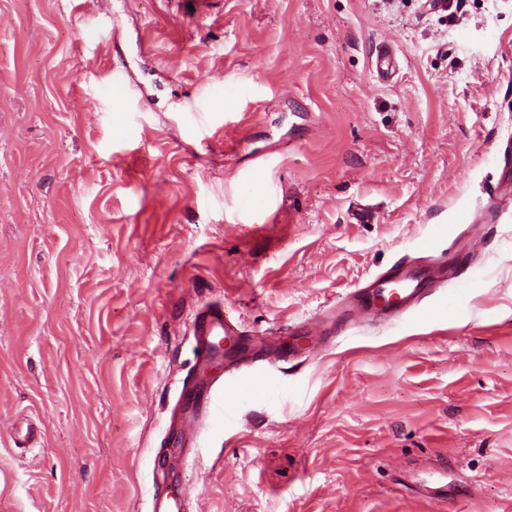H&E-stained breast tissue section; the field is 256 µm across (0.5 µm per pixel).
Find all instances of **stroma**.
I'll list each match as a JSON object with an SVG mask.
<instances>
[{
	"label": "stroma",
	"instance_id": "35a3bbf8",
	"mask_svg": "<svg viewBox=\"0 0 512 512\" xmlns=\"http://www.w3.org/2000/svg\"><path fill=\"white\" fill-rule=\"evenodd\" d=\"M510 146L512 0H0V512H512ZM427 293L414 275L396 272L384 287L360 289L359 297L369 306L385 302L389 317L397 318L413 310ZM194 336L202 351L215 360L222 359L224 353H231L243 339L245 331L241 326L224 315L220 305H212L200 312L193 322ZM182 396L188 405L192 407L193 413H213L215 401L211 391H206L201 387L185 384L182 390ZM194 396L193 405L189 404L190 398ZM152 512H180L181 500L177 491L155 488L151 501Z\"/></svg>",
	"mask_w": 512,
	"mask_h": 512
}]
</instances>
